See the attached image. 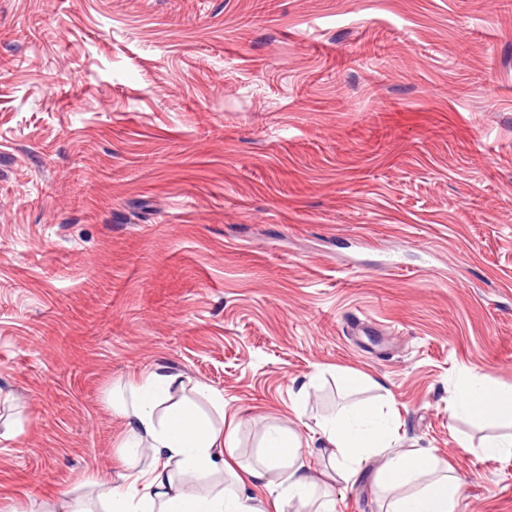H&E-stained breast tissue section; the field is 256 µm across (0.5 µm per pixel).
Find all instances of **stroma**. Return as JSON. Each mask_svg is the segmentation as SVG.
Instances as JSON below:
<instances>
[{"instance_id": "obj_1", "label": "stroma", "mask_w": 512, "mask_h": 512, "mask_svg": "<svg viewBox=\"0 0 512 512\" xmlns=\"http://www.w3.org/2000/svg\"><path fill=\"white\" fill-rule=\"evenodd\" d=\"M252 463L356 398L512 512V0H0V512L98 500L143 372ZM336 512H381L369 473ZM495 416L512 422V386L498 383L488 374H475L459 391L450 415Z\"/></svg>"}]
</instances>
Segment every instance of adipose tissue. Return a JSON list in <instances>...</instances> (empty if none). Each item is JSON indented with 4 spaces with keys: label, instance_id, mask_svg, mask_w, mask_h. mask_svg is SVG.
<instances>
[{
    "label": "adipose tissue",
    "instance_id": "obj_1",
    "mask_svg": "<svg viewBox=\"0 0 512 512\" xmlns=\"http://www.w3.org/2000/svg\"><path fill=\"white\" fill-rule=\"evenodd\" d=\"M179 376L145 372L127 385L126 398L110 407L127 424L119 446L125 466L117 485L100 497L102 512H287L292 502L335 512L332 483L373 470L386 495L384 512H455L464 483L428 450L395 448L397 418L367 405L351 406L318 421L321 453L330 469L306 461L302 438L270 428L256 465L226 474L224 430L188 402L171 404ZM451 415L495 416L512 421V386L487 374L473 375L459 391ZM152 462L141 467L143 455ZM224 481H215V474Z\"/></svg>",
    "mask_w": 512,
    "mask_h": 512
}]
</instances>
